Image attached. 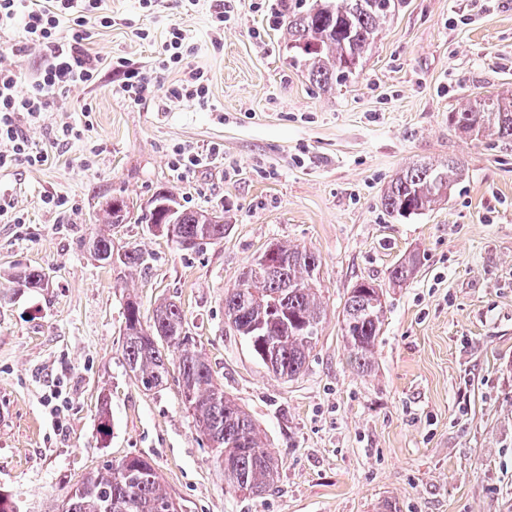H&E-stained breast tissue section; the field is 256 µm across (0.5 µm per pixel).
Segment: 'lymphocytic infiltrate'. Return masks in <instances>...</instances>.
Returning a JSON list of instances; mask_svg holds the SVG:
<instances>
[{
    "label": "lymphocytic infiltrate",
    "mask_w": 512,
    "mask_h": 512,
    "mask_svg": "<svg viewBox=\"0 0 512 512\" xmlns=\"http://www.w3.org/2000/svg\"><path fill=\"white\" fill-rule=\"evenodd\" d=\"M101 0H0V26L16 16L24 18V41L38 47L47 64L27 92H20L18 73L0 62V168L24 162L43 164L46 154L34 150L17 118L26 115L44 120L51 104L66 96L71 87L95 80L98 59L85 50V42L97 27L111 26L110 17L100 15ZM69 23L70 37L58 36L61 23Z\"/></svg>",
    "instance_id": "f902f5d3"
}]
</instances>
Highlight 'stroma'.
<instances>
[{"label": "stroma", "mask_w": 512, "mask_h": 512, "mask_svg": "<svg viewBox=\"0 0 512 512\" xmlns=\"http://www.w3.org/2000/svg\"><path fill=\"white\" fill-rule=\"evenodd\" d=\"M299 0H103L112 18L86 49L95 82L19 124L47 151L40 166L0 171V285L24 268L48 285L0 297V493L19 512H58L64 493L106 461L145 456L179 512H512V142L472 140L448 122L467 98L512 96V0H402L346 84L324 89L284 37ZM224 14L223 29L213 19ZM182 29L191 51L160 68ZM27 90L46 65L23 20L0 29ZM130 69L164 92L132 105ZM201 73L206 106L177 99ZM70 125L78 137L54 140ZM219 148L175 167V148ZM463 164L434 210L393 218L382 191L412 162ZM224 215V238L181 251L140 224L159 188ZM124 197L112 253L95 260L96 215ZM322 261L326 310L305 371L274 377L224 319V295L269 243ZM415 257L414 275L389 271ZM380 284L385 322L372 366L349 365L342 309L351 285ZM144 320L180 305L217 381L279 461L276 488L229 491L183 403L177 377L139 388L122 366L126 298ZM108 395L110 433L98 432Z\"/></svg>", "instance_id": "1"}]
</instances>
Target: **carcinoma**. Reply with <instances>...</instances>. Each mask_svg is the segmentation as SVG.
Wrapping results in <instances>:
<instances>
[{
  "mask_svg": "<svg viewBox=\"0 0 512 512\" xmlns=\"http://www.w3.org/2000/svg\"><path fill=\"white\" fill-rule=\"evenodd\" d=\"M396 0H311L288 12V48L294 62L313 82L333 87L356 74L360 59L395 12ZM449 124L470 138L495 136L512 142V98L476 96L453 112ZM461 163L419 161L399 172L380 197L391 216L407 217L433 209L447 198ZM128 205L113 198L99 209L100 224H125ZM145 224H173L175 236L184 240L218 242L224 225L211 222L209 212L178 208L144 213ZM95 257L105 264L112 259V239L98 234ZM269 272L248 288L235 287L224 295V317L248 344L252 354L274 376L289 380L301 375L318 336L324 307L317 288L321 259L313 251L282 243L269 245ZM416 259L395 265L389 279L410 278ZM46 273L26 268L11 275L16 292L43 286ZM342 337L349 363L360 372L371 367L372 356L384 323L382 288L358 281L342 311ZM122 361L135 382L146 391L164 386L170 367L179 370L184 404L199 432L209 443L213 459L223 468L224 480L233 490L262 495L274 489L278 460L261 449L258 428L251 416L213 378L210 364L186 329L184 312L173 302L153 311V322L142 328L139 319L127 320L122 341ZM173 499L163 489L152 462L140 455L112 459L88 473L67 492L59 512H158Z\"/></svg>",
  "mask_w": 512,
  "mask_h": 512,
  "instance_id": "1",
  "label": "carcinoma"
}]
</instances>
